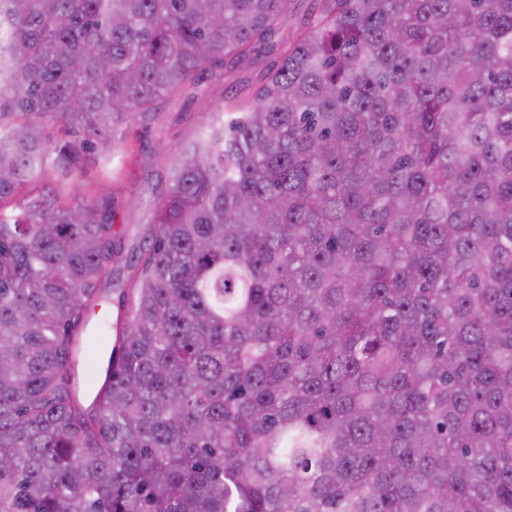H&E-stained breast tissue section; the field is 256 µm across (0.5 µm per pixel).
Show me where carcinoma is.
I'll return each instance as SVG.
<instances>
[{
  "label": "carcinoma",
  "instance_id": "obj_1",
  "mask_svg": "<svg viewBox=\"0 0 512 512\" xmlns=\"http://www.w3.org/2000/svg\"><path fill=\"white\" fill-rule=\"evenodd\" d=\"M290 2L0 0V512H512V0H314L83 354L116 211L58 185Z\"/></svg>",
  "mask_w": 512,
  "mask_h": 512
}]
</instances>
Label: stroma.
<instances>
[{
    "mask_svg": "<svg viewBox=\"0 0 512 512\" xmlns=\"http://www.w3.org/2000/svg\"><path fill=\"white\" fill-rule=\"evenodd\" d=\"M312 5L313 0H292L287 20L275 27L257 54L241 61L226 60L223 81L211 77L206 80L210 89L208 102L159 99L156 103L159 126L148 129L133 126L124 153L114 156L106 166L92 168L89 177L68 183L66 191L74 198L90 195L91 178H102L111 185L118 205L113 229L120 249L117 266H124L133 248L142 244L148 232L155 201L165 186L169 155L197 135L206 112L223 111L225 98L250 99L264 75L278 65L281 42L303 28Z\"/></svg>",
    "mask_w": 512,
    "mask_h": 512,
    "instance_id": "stroma-1",
    "label": "stroma"
}]
</instances>
